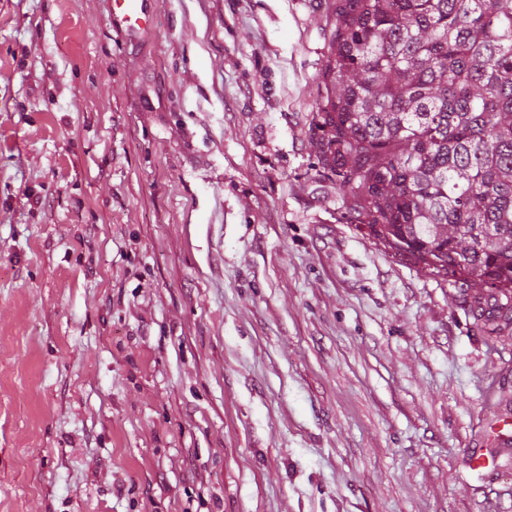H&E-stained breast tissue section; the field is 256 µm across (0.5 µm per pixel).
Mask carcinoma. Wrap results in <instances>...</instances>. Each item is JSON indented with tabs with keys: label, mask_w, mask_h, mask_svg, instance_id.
<instances>
[{
	"label": "carcinoma",
	"mask_w": 512,
	"mask_h": 512,
	"mask_svg": "<svg viewBox=\"0 0 512 512\" xmlns=\"http://www.w3.org/2000/svg\"><path fill=\"white\" fill-rule=\"evenodd\" d=\"M315 142L350 221L512 324V0H339Z\"/></svg>",
	"instance_id": "cac0c4a2"
}]
</instances>
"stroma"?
Returning <instances> with one entry per match:
<instances>
[{
    "instance_id": "35a3bbf8",
    "label": "stroma",
    "mask_w": 512,
    "mask_h": 512,
    "mask_svg": "<svg viewBox=\"0 0 512 512\" xmlns=\"http://www.w3.org/2000/svg\"><path fill=\"white\" fill-rule=\"evenodd\" d=\"M334 3L0 0V512H512V338L320 171ZM146 1L113 0L110 15L112 28L129 37L147 32L150 28V15Z\"/></svg>"
}]
</instances>
